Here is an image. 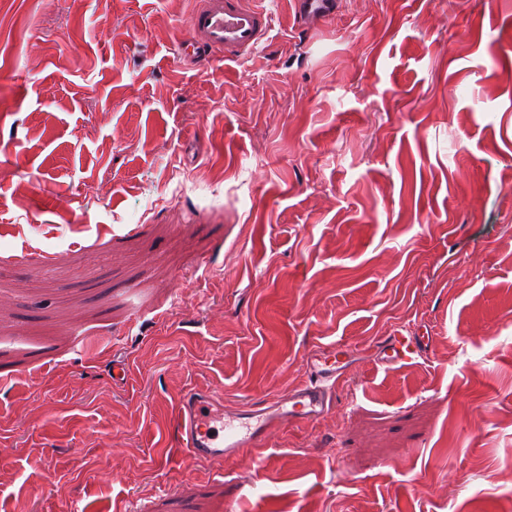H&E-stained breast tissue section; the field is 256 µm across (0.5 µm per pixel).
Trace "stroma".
Here are the masks:
<instances>
[{"label":"stroma","instance_id":"stroma-1","mask_svg":"<svg viewBox=\"0 0 512 512\" xmlns=\"http://www.w3.org/2000/svg\"><path fill=\"white\" fill-rule=\"evenodd\" d=\"M198 2L0 0V512H512V0H264L206 67ZM336 343L323 420L178 447ZM298 20L309 24L320 18L333 15L338 7L335 0H293ZM423 337L413 336L411 331L405 330L389 336L384 342L376 346L381 364L397 365L411 362L421 350Z\"/></svg>","mask_w":512,"mask_h":512}]
</instances>
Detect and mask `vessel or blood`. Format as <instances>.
Returning <instances> with one entry per match:
<instances>
[{
	"mask_svg": "<svg viewBox=\"0 0 512 512\" xmlns=\"http://www.w3.org/2000/svg\"><path fill=\"white\" fill-rule=\"evenodd\" d=\"M301 23L331 16L337 0H293ZM270 17L255 0H201L190 17L196 37L192 55L209 61L214 52L236 58L257 49L268 33ZM423 344L412 332L388 337L377 347L381 364L411 362ZM351 363L348 347L322 348L307 361L308 379L268 401L239 408L225 407L208 391L183 395L175 420L178 445L199 462L228 460L249 451H261L271 434L286 425L320 421L332 409L331 391Z\"/></svg>",
	"mask_w": 512,
	"mask_h": 512,
	"instance_id": "b4317fda",
	"label": "vessel or blood"
}]
</instances>
